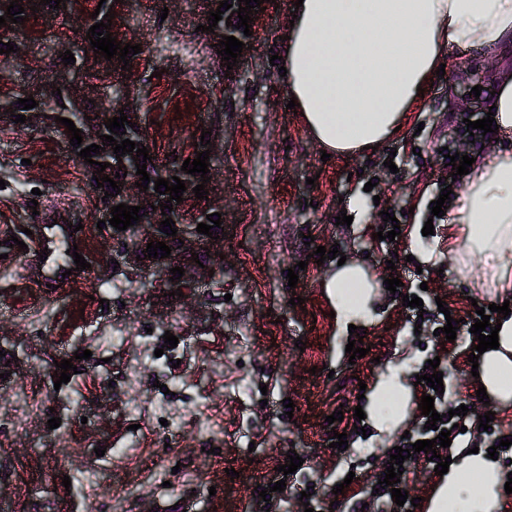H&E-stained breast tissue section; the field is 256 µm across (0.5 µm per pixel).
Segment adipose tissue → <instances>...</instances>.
Returning a JSON list of instances; mask_svg holds the SVG:
<instances>
[{
  "label": "adipose tissue",
  "mask_w": 512,
  "mask_h": 512,
  "mask_svg": "<svg viewBox=\"0 0 512 512\" xmlns=\"http://www.w3.org/2000/svg\"><path fill=\"white\" fill-rule=\"evenodd\" d=\"M283 54L288 94L310 136L345 156L384 143L402 125L447 56L459 49L512 56V0H303ZM493 103L503 141L465 175L448 204V267L481 295L512 294V72L498 74ZM339 321L371 325L378 277L347 261L324 283ZM498 349L479 360L478 385L512 406V314ZM380 431L403 417L404 390L376 385ZM503 477L486 453L460 457L431 512H500Z\"/></svg>",
  "instance_id": "1"
}]
</instances>
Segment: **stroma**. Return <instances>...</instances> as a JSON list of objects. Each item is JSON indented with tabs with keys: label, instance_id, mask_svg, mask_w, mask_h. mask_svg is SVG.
Here are the masks:
<instances>
[{
	"label": "stroma",
	"instance_id": "35a3bbf8",
	"mask_svg": "<svg viewBox=\"0 0 512 512\" xmlns=\"http://www.w3.org/2000/svg\"><path fill=\"white\" fill-rule=\"evenodd\" d=\"M96 5L79 0L67 13L30 14L0 34L17 47L9 71L0 73V101L55 79L77 83L95 105L105 104L110 91L92 78L99 66L85 33ZM166 5L165 15L154 0L114 5L113 36L142 47L129 59L137 94L127 106L148 113L145 137L162 159L189 146L201 124L215 123L222 147L209 195L192 207L224 212V274L180 297L166 296L159 280L144 285L103 274L116 247L106 231L88 243L87 272L50 290L37 283L31 256L0 265V512H159L184 499L190 512H298L305 505L349 512L359 500L376 512L368 492L380 458L416 428L422 389L415 380L434 358L471 407L470 433L449 455L484 451L512 434V409H495L489 429L477 425L486 406L476 397L466 346L438 338L433 324L414 328L401 297L386 288L378 290L375 323L360 331L370 351L350 360L349 330L331 318L322 286L337 262L312 257L315 247H335L379 278L411 287L426 281L431 294L466 317L471 288L430 262L447 251V230L438 224L426 236L422 225L450 171L442 148L481 161L495 143L493 134L466 130L467 121L487 115L495 63L475 50L456 53L392 139L376 152L325 162L287 107L285 78L269 63L271 53L283 51L291 0H268L248 59L231 69L197 32L205 0ZM66 49L74 68L57 64ZM191 69L198 73L193 83L185 78ZM477 85L482 92L475 97ZM388 159L394 168L385 167ZM0 179V232L35 231L50 217L95 221L96 198L81 162L51 129L0 122ZM344 211L351 226L336 222ZM386 211L401 216L394 247L375 238ZM307 233L313 244H305ZM303 260L307 268L289 287L286 270ZM295 295L303 307L291 306ZM167 332L177 337L175 348L165 347ZM85 350L91 359L76 360ZM70 358L78 372L57 384L55 363ZM394 370L408 398L403 421L387 434L353 414L371 407L360 384L375 388ZM288 398L295 404L290 415ZM338 411L343 421L326 426ZM54 416L61 424L48 428ZM334 431L350 436L347 449L331 448ZM292 451L304 463L285 501H260L257 485L273 480ZM349 470L355 477L348 484ZM340 483L345 490L338 495ZM305 490L310 498H302Z\"/></svg>",
	"mask_w": 512,
	"mask_h": 512
}]
</instances>
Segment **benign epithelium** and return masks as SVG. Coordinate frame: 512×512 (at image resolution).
<instances>
[{"label":"benign epithelium","instance_id":"7a95c632","mask_svg":"<svg viewBox=\"0 0 512 512\" xmlns=\"http://www.w3.org/2000/svg\"><path fill=\"white\" fill-rule=\"evenodd\" d=\"M111 118H113L111 112H97L93 114L92 120L86 122L82 127V137L86 142L105 148L104 152L98 154V157L110 163V167L105 169V174L112 175L121 164L125 165V171H127L125 191L121 196H114L109 203L100 206L96 213V219L105 221L111 219V207L120 203L142 207L141 213L146 217V222L137 225L134 231L130 229L126 231L112 229L113 238L122 243V246L116 250L114 260L147 280L162 278L168 288H184L190 283L197 282L199 278H209L210 271L216 270V267H214L211 257L207 256V253H211L216 247L223 245L224 239L220 238V235L224 234V231L215 230L213 231V237L210 238L197 233L196 228L199 223L210 224L207 216H213L215 212L207 210L196 213L194 224L190 226L181 223L183 213L188 210L195 196L192 188L196 187L197 182L194 180L186 182V192L183 193L185 201L181 203L172 202L173 211L166 212L164 216L161 215L159 206L162 201L152 191L142 192L135 185V182L139 181V176L136 175V165L143 164V157H138V161L135 162L131 155L126 154L118 160L116 154L113 153V147L98 138L100 134H107L105 122ZM154 205L157 206L155 210L152 209ZM167 216L174 221L172 227L177 229V236L175 237L168 236L159 229V222L165 220ZM181 240L184 241L182 246L179 245ZM151 241L163 242L171 247V257L164 259L144 258L147 243ZM193 253L199 256L200 263L197 264L191 260V254ZM139 255L142 256L140 260L137 259ZM175 266L184 268V276L179 281L171 282L169 281V277H171L170 269Z\"/></svg>","mask_w":512,"mask_h":512}]
</instances>
